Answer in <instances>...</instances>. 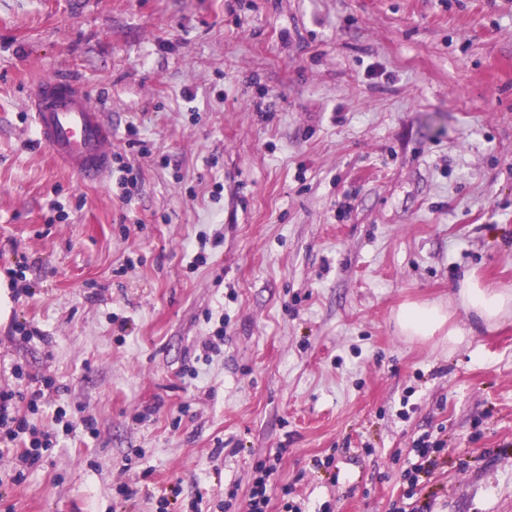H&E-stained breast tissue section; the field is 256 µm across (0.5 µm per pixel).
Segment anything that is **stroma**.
<instances>
[{
	"label": "stroma",
	"instance_id": "obj_1",
	"mask_svg": "<svg viewBox=\"0 0 512 512\" xmlns=\"http://www.w3.org/2000/svg\"><path fill=\"white\" fill-rule=\"evenodd\" d=\"M58 75L131 190L38 144ZM470 275L512 290V0H0V390L53 379L58 434L17 483L0 453V512H246L266 458L269 512H512V315ZM427 301L459 342L397 329ZM458 299L477 321L486 326L496 324L512 311V290L485 287L468 277L461 283Z\"/></svg>",
	"mask_w": 512,
	"mask_h": 512
}]
</instances>
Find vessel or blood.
<instances>
[{
	"instance_id": "1",
	"label": "vessel or blood",
	"mask_w": 512,
	"mask_h": 512,
	"mask_svg": "<svg viewBox=\"0 0 512 512\" xmlns=\"http://www.w3.org/2000/svg\"><path fill=\"white\" fill-rule=\"evenodd\" d=\"M30 116L54 161L83 184H102L112 170V126L78 84L48 78L32 89Z\"/></svg>"
}]
</instances>
